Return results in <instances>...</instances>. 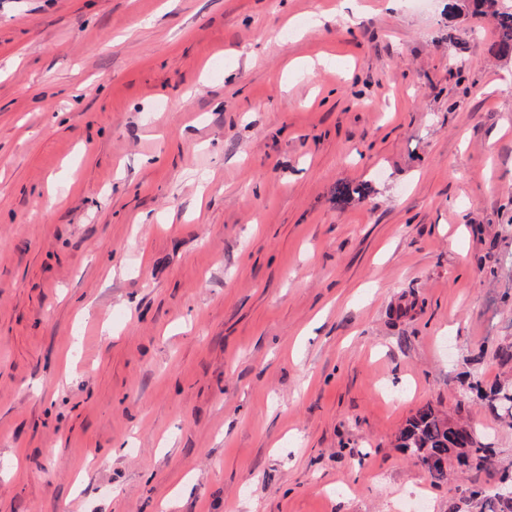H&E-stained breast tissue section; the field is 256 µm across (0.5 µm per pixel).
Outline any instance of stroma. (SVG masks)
I'll list each match as a JSON object with an SVG mask.
<instances>
[{"instance_id":"1","label":"stroma","mask_w":512,"mask_h":512,"mask_svg":"<svg viewBox=\"0 0 512 512\" xmlns=\"http://www.w3.org/2000/svg\"><path fill=\"white\" fill-rule=\"evenodd\" d=\"M493 40L448 0H0V512H481L397 436L461 406L512 471L469 388L512 379Z\"/></svg>"}]
</instances>
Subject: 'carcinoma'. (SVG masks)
I'll list each match as a JSON object with an SVG mask.
<instances>
[{"mask_svg":"<svg viewBox=\"0 0 512 512\" xmlns=\"http://www.w3.org/2000/svg\"><path fill=\"white\" fill-rule=\"evenodd\" d=\"M471 14L493 20L496 38L490 52L498 57L512 56V8L501 5V0H467ZM470 389L484 408L512 423V386L494 385L489 388L478 380ZM464 423L440 413L432 406L419 408L401 429L400 447L408 448L422 462L446 457L456 458L458 467L478 473L484 470L494 453L489 445L475 439L470 447H461L458 428Z\"/></svg>","mask_w":512,"mask_h":512,"instance_id":"obj_1","label":"carcinoma"}]
</instances>
